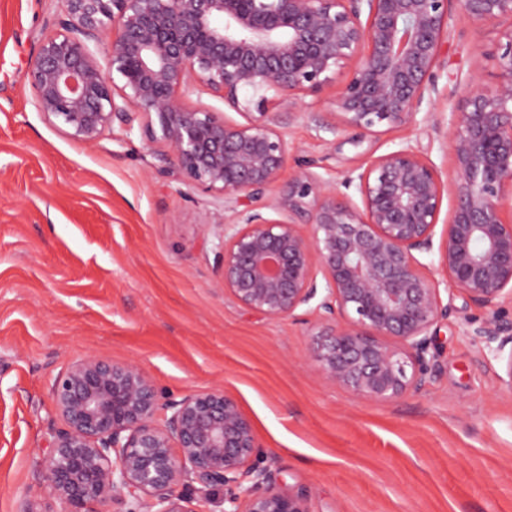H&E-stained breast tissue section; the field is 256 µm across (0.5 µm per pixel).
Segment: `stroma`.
I'll use <instances>...</instances> for the list:
<instances>
[{
    "label": "stroma",
    "instance_id": "obj_1",
    "mask_svg": "<svg viewBox=\"0 0 512 512\" xmlns=\"http://www.w3.org/2000/svg\"><path fill=\"white\" fill-rule=\"evenodd\" d=\"M61 8L0 0V512L27 499L57 512L39 485L63 425L50 388L88 356L137 364L172 399L223 390L308 512H512V380L460 328L486 309L455 298L420 391L381 401L327 379L309 363L310 316L270 320L225 294L220 195L163 170L140 125L84 143L39 111L23 74ZM497 40L455 13L434 111L489 82ZM284 133L288 171L312 157L337 183L352 164L309 118Z\"/></svg>",
    "mask_w": 512,
    "mask_h": 512
}]
</instances>
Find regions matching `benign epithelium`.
<instances>
[{
    "label": "benign epithelium",
    "instance_id": "7a95c632",
    "mask_svg": "<svg viewBox=\"0 0 512 512\" xmlns=\"http://www.w3.org/2000/svg\"><path fill=\"white\" fill-rule=\"evenodd\" d=\"M61 3L58 30L23 76L40 111L82 142L139 121L148 143H165L167 167L222 195L225 293L271 320L307 308L319 371L359 396L397 400L436 369L433 334L457 312L441 294L450 283L492 311L464 333L505 363L512 383V324L497 315L512 301V0ZM457 10L509 26L492 82H469L459 111L424 117L445 132L453 161L445 177L411 132L439 94ZM342 68L345 81L328 99L338 122L319 128L348 133L342 143L367 165L349 167L338 189L308 160L262 203L288 164L280 127L319 102ZM192 80L244 121L188 107ZM397 130L406 132L397 147L374 155V140ZM51 395L65 427L49 440L41 485L67 512H99L110 499L124 512H201L195 500L220 489L224 512H308L305 496L281 491L266 468H245L258 448L253 426L220 390L162 403L137 365L87 357L54 379ZM245 479L242 509L235 489Z\"/></svg>",
    "mask_w": 512,
    "mask_h": 512
}]
</instances>
